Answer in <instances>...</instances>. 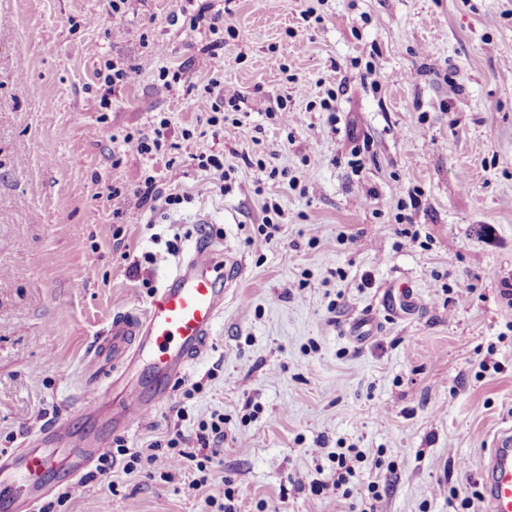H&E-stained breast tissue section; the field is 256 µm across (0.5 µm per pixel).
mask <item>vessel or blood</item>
I'll return each mask as SVG.
<instances>
[{"mask_svg": "<svg viewBox=\"0 0 512 512\" xmlns=\"http://www.w3.org/2000/svg\"><path fill=\"white\" fill-rule=\"evenodd\" d=\"M214 241L196 245L188 262L179 264L149 306L141 312L115 316L100 345L112 350V363L92 368L81 382L78 413L94 416L107 405L110 390L120 389L112 407L113 431H128L148 417L183 379L188 368L208 350L215 324L224 310V300L235 280L231 268L238 261L225 252L223 262ZM418 304L412 289L405 288L387 297L393 315L414 309ZM378 330L369 313L352 321L347 334L358 343L370 341ZM154 377L151 390L130 380L139 367ZM110 444L106 434H74L64 423L52 426L43 447L0 452V507L6 512H35L44 501L36 482L56 464L58 451H65L68 472L65 482L77 486L91 471ZM480 479L488 512H512V430L503 429L494 438L480 463Z\"/></svg>", "mask_w": 512, "mask_h": 512, "instance_id": "1", "label": "vessel or blood"}]
</instances>
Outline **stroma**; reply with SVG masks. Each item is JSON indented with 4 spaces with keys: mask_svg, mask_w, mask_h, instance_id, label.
<instances>
[{
    "mask_svg": "<svg viewBox=\"0 0 512 512\" xmlns=\"http://www.w3.org/2000/svg\"><path fill=\"white\" fill-rule=\"evenodd\" d=\"M228 6L214 33L190 29L180 0L119 17L112 0H0V451L59 420L103 432L75 412L98 337L219 238L242 270L210 349L112 436L109 471L36 512H224L228 487L233 512H363L373 481L377 512H487L482 454L512 428V0ZM216 38L220 78L245 97L218 121L198 65ZM147 56L105 96L111 63ZM163 119L171 150L125 152ZM213 152L223 171L199 166ZM148 175L180 204L139 206ZM403 282L420 306L388 316L383 293ZM368 311L377 336L351 342ZM216 411L223 464L203 484L167 442L206 456L194 435ZM339 448L363 453L348 497ZM135 453L148 462L131 471Z\"/></svg>",
    "mask_w": 512,
    "mask_h": 512,
    "instance_id": "stroma-1",
    "label": "stroma"
}]
</instances>
